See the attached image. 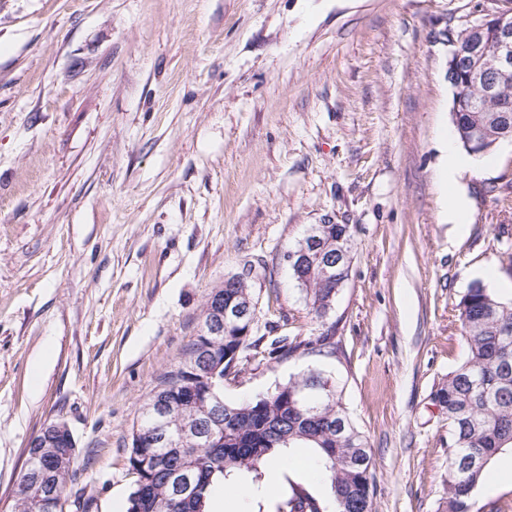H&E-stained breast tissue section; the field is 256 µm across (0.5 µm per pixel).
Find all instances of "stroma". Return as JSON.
I'll list each match as a JSON object with an SVG mask.
<instances>
[{
  "label": "stroma",
  "instance_id": "1",
  "mask_svg": "<svg viewBox=\"0 0 512 512\" xmlns=\"http://www.w3.org/2000/svg\"><path fill=\"white\" fill-rule=\"evenodd\" d=\"M512 0H0V512L45 423L76 441L62 495L126 503L133 427L211 291L247 274L258 335L321 350L240 362L224 398L332 375L374 460L375 512H442L457 303L506 279L512 141L440 181L456 144L445 29ZM466 198L452 224L445 197ZM346 224L351 272L316 320L286 254ZM300 488L285 469L248 512Z\"/></svg>",
  "mask_w": 512,
  "mask_h": 512
}]
</instances>
